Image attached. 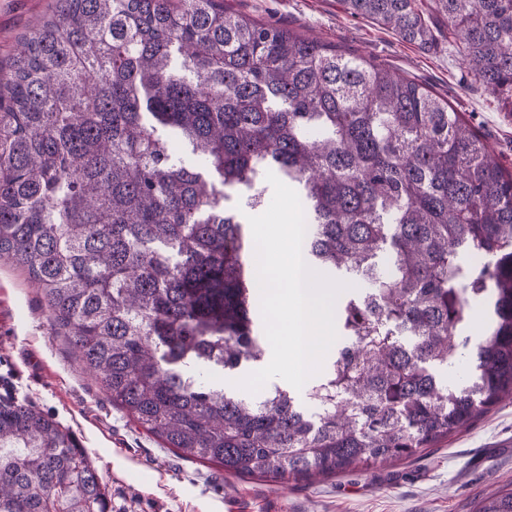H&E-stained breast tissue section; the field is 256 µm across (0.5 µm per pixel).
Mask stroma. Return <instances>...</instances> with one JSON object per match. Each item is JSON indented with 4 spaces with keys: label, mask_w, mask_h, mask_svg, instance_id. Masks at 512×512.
I'll list each match as a JSON object with an SVG mask.
<instances>
[{
    "label": "stroma",
    "mask_w": 512,
    "mask_h": 512,
    "mask_svg": "<svg viewBox=\"0 0 512 512\" xmlns=\"http://www.w3.org/2000/svg\"><path fill=\"white\" fill-rule=\"evenodd\" d=\"M247 16L345 46L447 99L512 169V108L476 83L447 45L423 50L339 0H224ZM55 0H0V62ZM0 398L26 401L79 440L111 496L112 512H476L512 491V403L438 448L397 463L311 482H270L182 457L113 406L50 324L41 290L0 260Z\"/></svg>",
    "instance_id": "35a3bbf8"
}]
</instances>
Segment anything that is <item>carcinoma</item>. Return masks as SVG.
I'll use <instances>...</instances> for the list:
<instances>
[{
  "label": "carcinoma",
  "instance_id": "carcinoma-1",
  "mask_svg": "<svg viewBox=\"0 0 512 512\" xmlns=\"http://www.w3.org/2000/svg\"><path fill=\"white\" fill-rule=\"evenodd\" d=\"M448 48L512 108V0H339ZM299 193L307 264L356 280L304 404L204 379L264 359L230 194ZM0 259L26 271L112 405L227 474L313 481L437 448L512 402V170L448 100L224 0H56L0 74ZM473 380L448 386L471 302ZM0 512H112L73 433L0 400ZM477 512H512V491ZM472 317L466 329L465 335L470 336L472 342L480 336H484L489 328L490 308L487 302L476 300L471 302Z\"/></svg>",
  "mask_w": 512,
  "mask_h": 512
}]
</instances>
